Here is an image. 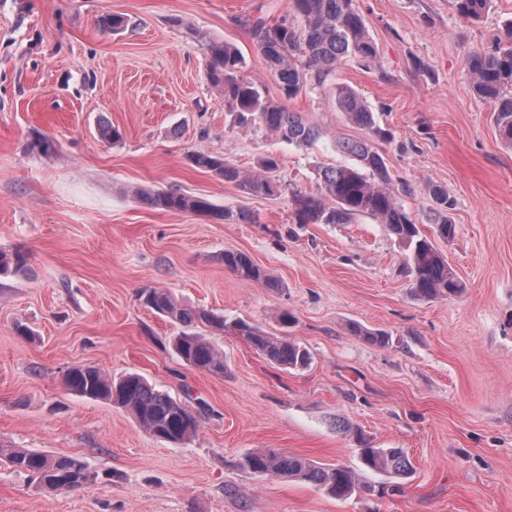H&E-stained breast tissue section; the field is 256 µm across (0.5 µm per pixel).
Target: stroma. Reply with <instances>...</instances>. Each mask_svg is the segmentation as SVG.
<instances>
[{"label": "stroma", "mask_w": 512, "mask_h": 512, "mask_svg": "<svg viewBox=\"0 0 512 512\" xmlns=\"http://www.w3.org/2000/svg\"><path fill=\"white\" fill-rule=\"evenodd\" d=\"M353 4L376 53L343 61L335 82L389 131L374 146L423 234H436L430 189L453 200L454 236L437 247L458 296L417 297L404 247L372 218L302 224L287 195H248L189 163L204 150L250 171L273 155V179L313 193L321 167L353 165L336 142L363 130L325 95L283 98L251 38L253 18L291 16V0H0V249L27 256L25 274L0 280V446L74 456L98 476L54 491L0 456V512H512V144L466 74L468 54L512 25V0L476 20L454 0ZM106 13L126 29H100ZM210 38L238 47L245 74L317 140L232 126L205 74ZM102 120L119 142L100 141ZM37 133L55 152L33 146ZM134 187L200 195L236 217L158 210ZM228 253L274 287L239 277ZM146 288L294 340L312 361L284 369L199 324L224 371L187 367L171 347L182 325L143 305ZM80 364L144 376L192 410L197 434L174 444L74 394L64 377ZM348 426L402 449L412 472L362 469ZM260 449L357 469L366 489L339 500L236 468ZM224 263L233 272L240 277L260 283L266 286H271L270 277L268 273L254 264L247 256L243 254L228 253L224 256Z\"/></svg>", "instance_id": "35a3bbf8"}]
</instances>
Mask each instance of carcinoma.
<instances>
[{
	"label": "carcinoma",
	"instance_id": "1",
	"mask_svg": "<svg viewBox=\"0 0 512 512\" xmlns=\"http://www.w3.org/2000/svg\"><path fill=\"white\" fill-rule=\"evenodd\" d=\"M292 2L300 25L296 26L286 18L271 24L260 15L250 22L252 38L266 57L286 98L307 91L325 92L327 87H332L336 107L368 135L364 140H343L338 144L343 153L356 159L357 165L322 168L320 191L316 194L289 191L274 181L270 176L278 167L274 156L266 157L261 162V169L249 173L205 151H196L190 156L192 165L235 184L248 195L272 196L289 191L291 205L301 224H348L361 216L371 217L406 247L415 292L420 297L436 299L458 294L461 284L456 273L399 202L385 159L371 144L383 135L374 112L354 89L331 84L336 68L345 59L366 60L375 55L374 44L362 17L353 7V0ZM490 2L455 0V6L462 16L478 18ZM204 50L208 60V80L224 93L227 111L237 126L265 128L296 145H309L318 138V127L268 99L259 82L244 75V60L236 47L209 40ZM467 72L476 93L493 104L499 136L512 143V28L508 29L506 41H498L488 51L469 54ZM134 195L155 209L213 215L221 220L229 217V213L216 209L201 196L168 189L137 190ZM432 198L434 207L430 223L436 226L438 237L448 239L454 234L448 216L454 202L440 188L432 190ZM26 262L25 254L18 250H0V278L22 273ZM224 264L244 279L270 285L268 273L243 254L224 255ZM141 298L146 307L186 327L197 322L224 326L223 319L205 310L181 305L164 289L148 288L141 293ZM230 328L275 365L297 369L310 362L309 352L298 343L271 336L245 320L233 322ZM174 349L191 368L224 373L223 357L202 336L183 331L175 337ZM64 382L79 396L120 405L147 432L168 442H182L198 430V420L187 406L156 390L139 374L131 373L114 380L95 366L78 365L68 370ZM360 458L363 466L373 471L407 476L413 470L409 457L399 448L365 447L360 449ZM7 461L17 471L53 489L73 490L88 481L89 470L75 457L15 449L8 454ZM237 467L252 474L303 481L336 499H347L360 489L358 474L347 466L317 465L274 450L245 454L238 460Z\"/></svg>",
	"mask_w": 512,
	"mask_h": 512
}]
</instances>
